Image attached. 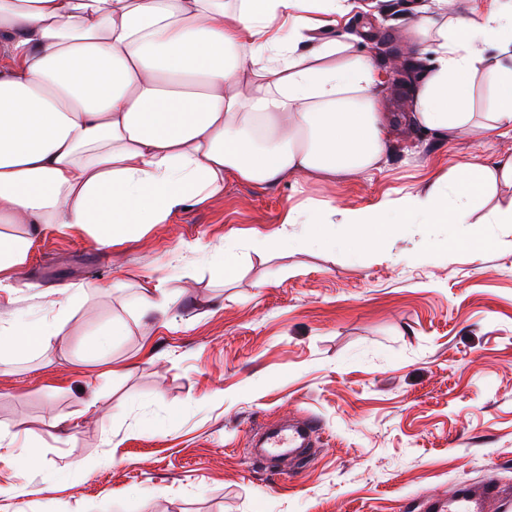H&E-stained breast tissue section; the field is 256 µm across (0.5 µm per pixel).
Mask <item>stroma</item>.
Wrapping results in <instances>:
<instances>
[{
    "mask_svg": "<svg viewBox=\"0 0 512 512\" xmlns=\"http://www.w3.org/2000/svg\"><path fill=\"white\" fill-rule=\"evenodd\" d=\"M424 2L375 0L345 18L384 78L381 111L414 109L392 68L419 79L433 66L407 36ZM490 102L476 84L473 129L454 139L394 126L379 169L332 186L226 181L223 196L117 249L46 225L0 320L48 315L70 284L94 289L51 348L0 367V435L19 440L0 459V512H428L431 495L491 470L512 496V230L483 225L491 244L475 252L458 226L402 224L384 251L353 253L281 221L308 199L364 208L459 160L512 154L511 137L482 128ZM272 235L289 246L257 248ZM443 238L453 253L434 247ZM228 244L230 277L213 263ZM150 278L176 302L140 321ZM117 323L122 335L94 359L98 333ZM294 418L319 422L315 458L279 478L250 457L249 436Z\"/></svg>",
    "mask_w": 512,
    "mask_h": 512,
    "instance_id": "stroma-1",
    "label": "stroma"
}]
</instances>
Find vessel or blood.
Returning a JSON list of instances; mask_svg holds the SVG:
<instances>
[{"label":"vessel or blood","instance_id":"b4317fda","mask_svg":"<svg viewBox=\"0 0 512 512\" xmlns=\"http://www.w3.org/2000/svg\"><path fill=\"white\" fill-rule=\"evenodd\" d=\"M319 427L307 419L295 425H264L255 436L260 458L270 472L293 478L307 461V450L318 438ZM433 512H512V500L500 496L494 481L484 482L478 489L460 488L448 498L433 501Z\"/></svg>","mask_w":512,"mask_h":512}]
</instances>
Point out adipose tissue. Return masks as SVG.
<instances>
[{
    "instance_id": "obj_1",
    "label": "adipose tissue",
    "mask_w": 512,
    "mask_h": 512,
    "mask_svg": "<svg viewBox=\"0 0 512 512\" xmlns=\"http://www.w3.org/2000/svg\"><path fill=\"white\" fill-rule=\"evenodd\" d=\"M432 0L409 33L434 66L413 113L441 135L466 129L473 80L495 104L491 133H512V0ZM353 0H0V288L23 267L42 228L59 224L117 247L207 205L226 180L328 183L378 167L390 132L378 70L336 30ZM509 191L501 195L498 185ZM512 228V155L459 161L430 185L367 208L335 200L288 209L319 227L326 249L382 248L397 214ZM52 318L0 323V364L51 347L75 297Z\"/></svg>"
}]
</instances>
